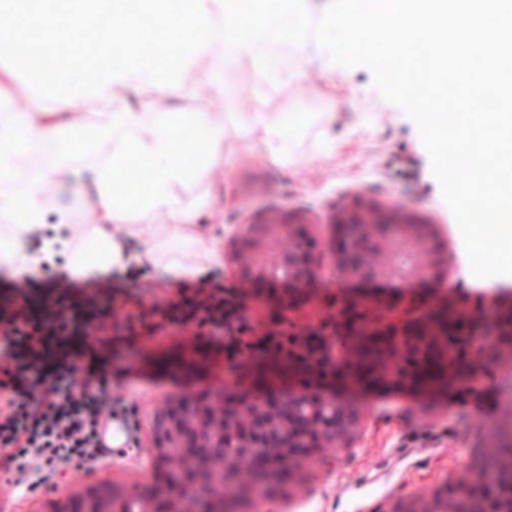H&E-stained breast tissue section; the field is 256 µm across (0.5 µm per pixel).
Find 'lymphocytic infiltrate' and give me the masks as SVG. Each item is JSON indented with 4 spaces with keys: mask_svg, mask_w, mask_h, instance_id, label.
Instances as JSON below:
<instances>
[{
    "mask_svg": "<svg viewBox=\"0 0 512 512\" xmlns=\"http://www.w3.org/2000/svg\"><path fill=\"white\" fill-rule=\"evenodd\" d=\"M32 284L14 278L0 296V473L19 490L98 463L101 422L127 411L112 397V326L144 320L114 304L106 281L55 279L38 298ZM150 308L151 333L180 331L186 350L197 349L205 331L224 328L219 285Z\"/></svg>",
    "mask_w": 512,
    "mask_h": 512,
    "instance_id": "1",
    "label": "lymphocytic infiltrate"
}]
</instances>
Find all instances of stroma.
<instances>
[{"label":"stroma","mask_w":512,"mask_h":512,"mask_svg":"<svg viewBox=\"0 0 512 512\" xmlns=\"http://www.w3.org/2000/svg\"><path fill=\"white\" fill-rule=\"evenodd\" d=\"M261 53L285 58L288 69H299L298 79L285 85L267 81L245 63L227 78L235 95L223 106L225 124H232L233 113L252 111L259 99L269 112L304 113L306 123L293 136L284 164L272 162L259 139L230 132L223 164L180 192L205 231L203 248L188 250L185 264L200 261L204 247H216L205 278L223 284L225 291L235 290L239 283L222 249L237 224L269 209L301 210L324 241L334 209L358 192L434 220L451 259L447 285L459 296L474 301L483 294L512 292L511 272L494 267L477 276L471 271L480 254L472 243L480 214L463 210L462 189L472 185L474 175L465 173L454 184L442 178L441 153L426 125L422 98L397 91L376 59L362 52L345 50L328 63L313 51L301 58L291 39L280 34ZM60 200L66 213L56 207ZM62 220H94L87 199L66 181L52 188L44 216L48 225ZM167 222L161 214L138 227L132 247L137 259L115 282L116 301L128 309L176 289L175 277L141 258L147 249H158V231ZM332 267L331 256H324L321 301L290 313L293 324H307L331 311L341 288ZM201 351V358L193 359L179 348L177 336L161 338L141 327L120 331L113 349L112 392L135 406V416L125 423L138 426L139 437L147 436L158 399L203 396L223 388V346L206 344ZM484 372L482 389L461 387L438 400L406 391H341L340 399L360 411L349 446L296 464L293 479L274 497L256 500L251 512H392L398 501L428 498L455 485L464 472L480 467L491 430L512 426V367L491 363ZM149 472L146 449L116 448L111 463L27 496L0 487V512H41L65 490L114 480L135 484Z\"/></svg>","instance_id":"stroma-1"}]
</instances>
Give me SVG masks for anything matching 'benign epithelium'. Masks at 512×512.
I'll return each instance as SVG.
<instances>
[{"label":"benign epithelium","instance_id":"obj_1","mask_svg":"<svg viewBox=\"0 0 512 512\" xmlns=\"http://www.w3.org/2000/svg\"><path fill=\"white\" fill-rule=\"evenodd\" d=\"M311 223L303 213L275 211L237 225L224 241V260L241 283L232 293L233 313L246 316L259 292L279 310L265 336L250 343L230 330L233 319H225L227 373L236 374L235 364L262 351L288 372L285 377L269 374L259 380L248 371L251 380L269 389L285 380L290 385L355 389L411 387L383 372L369 379L362 376L361 364L377 351L386 360L407 357L414 367L429 357L444 371L453 368L459 385L477 388L484 384V376L469 366L472 353L487 345L501 354L512 351V293L466 306L451 291L434 288L447 280L450 271L437 225L413 209H392L354 195L330 221L334 274L351 287L336 297L331 314L305 326L283 352L279 337L292 335L283 313L320 302L316 284L323 268L322 252ZM411 240L424 248L427 261L416 257L404 271L385 263L359 262L374 242L387 254L398 242ZM282 242L288 247L275 250ZM401 282L432 288L404 296L394 287ZM492 316L505 324L488 341L484 322ZM171 407L176 415L159 409L151 421L149 477L131 488L108 485L112 512H158L160 504L163 512H196L192 504L199 496L221 499L224 512H241L238 506L253 500L258 483L289 478L294 464L311 456L314 447H344L359 421L354 406L305 388L279 389L266 396L226 388L215 401L181 398ZM207 407L220 408L209 423L202 420ZM172 448H202L204 453L187 452L184 458L171 460ZM216 461L221 465L218 477L212 476ZM227 487L233 488V495L224 497L221 489ZM100 498V486H90L64 494L45 512H72L77 499L83 502V512H96ZM397 512H488V508L465 496L450 498L445 488L422 509Z\"/></svg>","mask_w":512,"mask_h":512}]
</instances>
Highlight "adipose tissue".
Segmentation results:
<instances>
[{"label":"adipose tissue","mask_w":512,"mask_h":512,"mask_svg":"<svg viewBox=\"0 0 512 512\" xmlns=\"http://www.w3.org/2000/svg\"><path fill=\"white\" fill-rule=\"evenodd\" d=\"M157 3L68 0L67 16L44 11L0 34V61L17 59L27 83L56 93L58 100L57 111L20 112L0 121V183L23 186L20 193L0 200V210L19 218L0 227V268L34 274L59 254L68 255L70 271L82 276L111 265L126 266L132 257L109 226H121L132 217L147 224L164 213L175 230L164 269L174 276L202 274V267H186L179 258L182 244L196 237L190 231L194 213L183 206L178 190L223 163L226 129L221 113L198 112L186 123L178 114L153 111L149 100L144 111L113 113L112 125L120 134L111 138L98 129V138H111L112 152L87 177L62 156L28 167L21 159L37 141L83 145L84 132L66 116L87 94L151 90L174 96L187 73L222 92L225 74L258 58L260 44L272 33L290 31L300 47L322 29L340 31L342 45L395 60L403 71L404 93L443 94L440 80L452 70L467 73V93H493L497 111L481 113L463 126V148L445 154L443 164L477 169L469 204L481 212L485 257L491 263L512 257V0H353L349 14L319 20L306 0H250L248 22L236 26L225 20L239 14L241 0H189L187 7L164 10ZM107 11L113 19L126 17L130 23L113 29L111 39L97 51L77 58L58 43L70 26L99 19ZM143 16L152 20L151 34L171 42L170 60L141 49L131 25ZM365 28L381 33V45L362 39ZM297 122V117L277 115L260 105L238 117L239 129L260 134L271 159L282 163L288 159V133ZM132 164L145 173L144 183L117 188L115 171ZM65 176L78 186H91L95 194L99 224L92 236L101 245L102 257L78 250L73 240L61 236L43 239L38 252L27 249L26 234L42 226L46 191Z\"/></svg>","instance_id":"adipose-tissue-1"}]
</instances>
